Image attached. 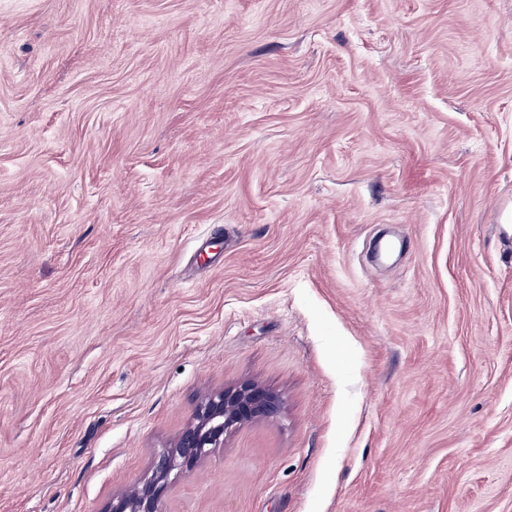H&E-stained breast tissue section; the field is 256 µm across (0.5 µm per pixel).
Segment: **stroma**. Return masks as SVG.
Masks as SVG:
<instances>
[{
    "label": "stroma",
    "mask_w": 512,
    "mask_h": 512,
    "mask_svg": "<svg viewBox=\"0 0 512 512\" xmlns=\"http://www.w3.org/2000/svg\"><path fill=\"white\" fill-rule=\"evenodd\" d=\"M512 512V0H0V512ZM282 410L278 393L253 380H242L206 393L191 421L169 448H163L143 482L112 499L106 512H162L163 496L173 480L207 458L240 427L277 417Z\"/></svg>",
    "instance_id": "stroma-1"
}]
</instances>
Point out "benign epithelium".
Segmentation results:
<instances>
[{"mask_svg": "<svg viewBox=\"0 0 512 512\" xmlns=\"http://www.w3.org/2000/svg\"><path fill=\"white\" fill-rule=\"evenodd\" d=\"M278 393L253 380H242L206 393L191 421L173 444L159 454L143 482L112 498L107 512H162L163 496L172 481L224 447V439L240 427L278 416Z\"/></svg>", "mask_w": 512, "mask_h": 512, "instance_id": "7a95c632", "label": "benign epithelium"}]
</instances>
